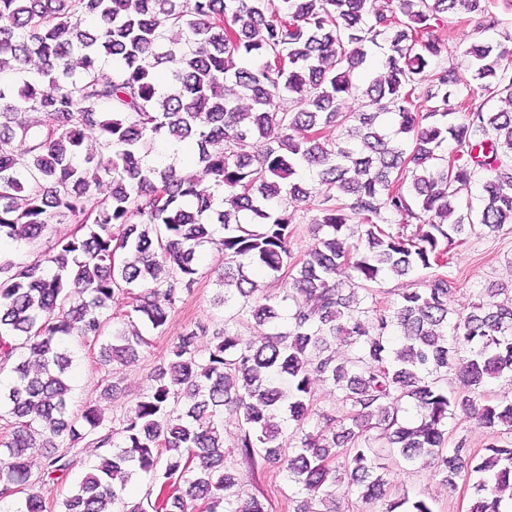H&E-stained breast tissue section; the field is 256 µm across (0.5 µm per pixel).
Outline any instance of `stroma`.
Masks as SVG:
<instances>
[{
	"label": "stroma",
	"instance_id": "1",
	"mask_svg": "<svg viewBox=\"0 0 512 512\" xmlns=\"http://www.w3.org/2000/svg\"><path fill=\"white\" fill-rule=\"evenodd\" d=\"M221 263L222 257L215 250L202 249L199 279L193 292L176 311L170 312L162 333H147V343L138 347L135 360L104 365L99 360V343L71 339L72 410L79 412L88 406L96 407L105 424L118 426L123 415L145 392L151 373L163 363L177 336L191 323L206 325L209 333L200 338L199 347L203 350L210 347L212 333L223 330L225 319L236 312L235 307H224L216 302L220 289L215 272ZM447 271L456 283L449 304L458 312L469 311L477 291L489 285L499 283L512 289V229L491 233L476 227L462 245L451 251ZM373 446L389 467L388 478L394 492L427 500L435 512H467L469 489L465 481H458L456 490H448L428 459L411 464L390 452L382 441H374ZM106 454V449L83 442L73 450L75 468L71 478L36 484L34 490L45 501L47 512H59L76 479L93 471ZM224 463L237 472L241 500L257 498L266 512H294L300 495L278 467L265 466L256 473H249L230 448L225 452Z\"/></svg>",
	"mask_w": 512,
	"mask_h": 512
}]
</instances>
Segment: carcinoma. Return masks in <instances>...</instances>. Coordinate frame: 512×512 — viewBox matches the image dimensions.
<instances>
[{"instance_id":"obj_1","label":"carcinoma","mask_w":512,"mask_h":512,"mask_svg":"<svg viewBox=\"0 0 512 512\" xmlns=\"http://www.w3.org/2000/svg\"><path fill=\"white\" fill-rule=\"evenodd\" d=\"M376 2L0 0V243L78 224L29 262L0 259V369L13 373L0 410L14 421L0 442L1 499L29 482V449H51L40 478L54 482L90 438L109 456L62 512H188L190 501L265 512L241 501L224 466L227 412L249 467L277 465L308 496L296 512H340L345 475L363 503L387 497L386 467L362 440L372 429L407 462L431 458L449 489L472 482L469 512H509L512 444L499 434L512 433V396L488 404L484 387L512 379V301L486 288L455 317V282L437 269L474 227L462 206L472 183L477 223L492 233L512 224V111L493 109L512 105V30L484 0ZM460 9L475 16L459 44L467 78L435 63L438 17ZM81 12L91 26L74 20ZM345 95L362 110L338 111ZM95 133L100 152H83ZM156 143L190 145L208 181L152 155ZM310 198L326 234L294 263L288 200ZM206 245L224 255L220 303L241 302L237 316L265 336L243 347L226 324L202 358L196 325L119 429L89 407L72 414L68 341L105 338V363L135 355L145 343L136 323L162 330ZM427 270L423 287L382 306L359 296ZM258 272L274 289L258 288ZM337 344L352 355L338 357ZM450 370L456 392L440 386ZM313 378L335 385L345 413L323 412L307 431ZM404 401L415 419L399 416ZM458 407L491 435L480 457L463 442L445 451ZM287 421L300 431L289 454L277 442ZM140 477L156 498L124 501ZM11 512L45 504L32 493ZM384 512L433 509L404 494Z\"/></svg>"}]
</instances>
